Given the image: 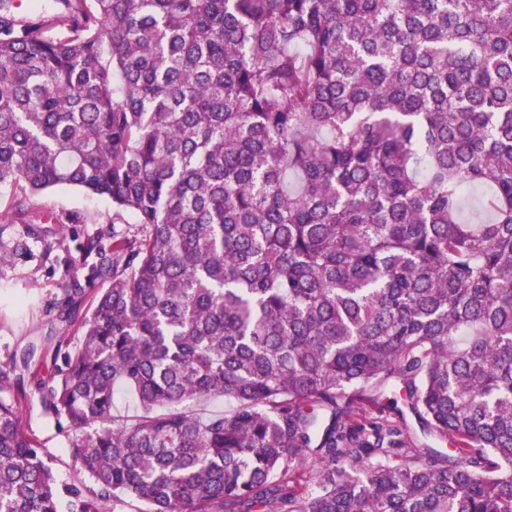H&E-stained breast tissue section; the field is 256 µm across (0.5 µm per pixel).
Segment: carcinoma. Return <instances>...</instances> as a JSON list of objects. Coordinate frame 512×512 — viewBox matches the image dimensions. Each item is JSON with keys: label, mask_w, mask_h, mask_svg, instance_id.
Here are the masks:
<instances>
[{"label": "carcinoma", "mask_w": 512, "mask_h": 512, "mask_svg": "<svg viewBox=\"0 0 512 512\" xmlns=\"http://www.w3.org/2000/svg\"><path fill=\"white\" fill-rule=\"evenodd\" d=\"M19 7L10 223L50 253L26 199L72 187L145 234L80 245L111 286L44 407L83 478L0 366V512H512V0Z\"/></svg>", "instance_id": "1"}]
</instances>
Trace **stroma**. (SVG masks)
<instances>
[{"label":"stroma","instance_id":"35a3bbf8","mask_svg":"<svg viewBox=\"0 0 512 512\" xmlns=\"http://www.w3.org/2000/svg\"><path fill=\"white\" fill-rule=\"evenodd\" d=\"M28 202L34 210L51 217L55 245L47 255L41 244L27 242L0 266V363L36 347L39 371L21 375V424L44 449L59 478L70 482L78 477L69 454L73 433L67 424L46 414L43 398L64 367L63 359L55 355L56 346L76 352L83 342V330L77 322L66 328L60 326L55 308L70 283H79L82 288L77 305L82 314L108 286L107 281L91 279L88 266L82 263L79 246L86 237L99 233L130 236L138 227L128 213L122 223H113L109 200L73 188L53 189L29 197Z\"/></svg>","mask_w":512,"mask_h":512}]
</instances>
